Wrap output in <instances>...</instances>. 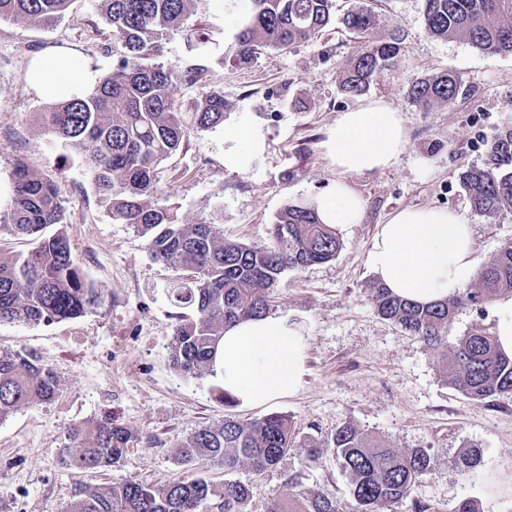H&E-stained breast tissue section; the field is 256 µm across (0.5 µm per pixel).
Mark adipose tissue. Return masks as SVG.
Instances as JSON below:
<instances>
[{
  "instance_id": "1",
  "label": "adipose tissue",
  "mask_w": 512,
  "mask_h": 512,
  "mask_svg": "<svg viewBox=\"0 0 512 512\" xmlns=\"http://www.w3.org/2000/svg\"><path fill=\"white\" fill-rule=\"evenodd\" d=\"M100 72L75 49H46L27 69L25 82L51 98L92 93ZM401 112L373 100L343 113L322 144L331 165L344 173L369 174L390 167L404 152ZM327 224H357L363 203L344 183L313 197ZM470 224L441 207H408L380 225L367 254L373 274L394 293L431 303L458 293L476 276ZM305 337L300 325L265 315L225 329L214 376L226 395L244 405L269 403L295 393L304 372Z\"/></svg>"
}]
</instances>
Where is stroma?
Listing matches in <instances>:
<instances>
[{
    "mask_svg": "<svg viewBox=\"0 0 512 512\" xmlns=\"http://www.w3.org/2000/svg\"><path fill=\"white\" fill-rule=\"evenodd\" d=\"M367 5L380 16L377 38L399 29V66L367 93L402 112L407 145L391 167L365 175L341 173L322 153L339 116L361 105L342 94L340 82L356 49L353 35L332 26L320 40L287 50L262 47L246 67L225 63L251 0H192L191 25L211 35L207 51H188L171 34L162 58L202 72L199 86L181 89L180 102L206 90L224 93V123L189 128L182 148L163 164L160 186L181 219L197 223L214 206L224 211L226 240L270 242L268 229L289 204L345 182L362 200L361 223L340 224L334 260L283 273L271 295L272 312L304 330L306 373L301 387L276 401L244 407L225 403L209 375L173 369L169 346L179 310L167 289L179 273L156 262L133 227L107 213L86 166L84 151L61 143L42 112L49 97L24 81L31 59L52 46H70L101 74L112 70V39L97 0H72L64 18L45 27L31 20H0V206L12 193V164L23 159L51 181L67 204L62 229L76 264L103 294L101 305L49 326L0 323V349L28 351L56 373L59 391L49 404H32L0 422V512H62L78 488L134 480L160 486L197 477L223 485L249 484L250 512H267L285 492L289 475L299 487L333 498L354 512L346 477L332 456L321 463L302 453L257 474L242 466L232 474L205 457L181 464L179 444L201 427L226 417L243 421L290 416L300 434L328 437L345 423L382 437L401 451L425 448L436 466L416 485L412 500L431 512H454L475 498L483 512H512V399L478 403L455 389L437 354L399 326L382 320L370 299L375 276L367 265L380 224L406 207H448L471 224L477 266L490 263L512 241V213L490 219L475 212L459 176L482 164L486 142L512 125V55H487L460 40L427 34L423 0H336L337 14ZM457 74L467 92L452 106L423 110L408 96L418 79ZM254 130L259 145L233 139ZM236 154L240 165L227 167ZM112 413L133 435L120 464L95 470L65 469L72 426ZM476 448L483 464L476 476L453 461ZM412 500L386 512H412Z\"/></svg>",
    "mask_w": 512,
    "mask_h": 512,
    "instance_id": "stroma-1",
    "label": "stroma"
}]
</instances>
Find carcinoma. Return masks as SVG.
Returning <instances> with one entry per match:
<instances>
[{"mask_svg":"<svg viewBox=\"0 0 512 512\" xmlns=\"http://www.w3.org/2000/svg\"><path fill=\"white\" fill-rule=\"evenodd\" d=\"M191 0H99L112 36L117 63L84 97L60 99L44 109L50 132L60 141L77 142L85 153L93 183L112 219L131 225L145 238L151 257L184 272L167 288L169 298L193 317L179 324L170 349L173 367L188 377L212 372L224 328L269 314L270 290L288 269L328 262L341 248L333 224L320 221L305 203L281 210L268 246L224 240L223 211L214 208L195 224L182 223L176 206L160 192L161 164L181 146L187 127L209 129L224 122V93L210 90L192 102L189 112L176 105L175 91L198 83L200 72L160 60L163 41L185 31L186 46L202 51L208 34L184 30ZM424 24L437 39L462 40L489 55L512 53V0H424ZM70 0H0V19H33L49 27L65 15ZM249 21L239 30L229 61L254 62L258 47L287 49L316 40L336 21L334 0H252ZM358 50L349 58L340 84L347 97H358L394 70L401 51L399 35L378 39L380 18L359 7L346 14ZM463 91L452 73L417 81L409 95L425 110L449 106ZM460 183L475 211L496 216L512 212V128L498 131L482 165L461 173ZM65 206L55 186L35 175L24 161L13 164L12 196L0 211V234L31 237L36 247L25 256H0V322L51 325L76 319L100 305L101 294L82 276L69 238L60 230ZM377 314L433 349L452 385L476 402L512 398V356L478 325L448 340L462 308L483 310L512 297V242L477 272L475 281L433 304H418L393 294L381 283L370 285ZM58 391L54 370L30 353L0 350V422L33 403H49ZM69 469L114 466L131 441L130 432L106 414L71 429ZM299 450L313 462L331 454L349 480L358 512H383L409 498L437 458L415 448L400 452L379 438L344 423L326 439L298 435L283 414L250 422L231 417L200 428L180 445L189 463L208 457L229 474L248 465L260 474ZM480 452L466 449L453 465L464 475L481 466ZM295 477L269 512H340L337 501L297 490ZM220 499L221 512H249L250 487L235 480L216 487L205 478L174 479L161 488L133 480L81 488L65 512H199Z\"/></svg>","mask_w":512,"mask_h":512,"instance_id":"cac0c4a2","label":"carcinoma"}]
</instances>
